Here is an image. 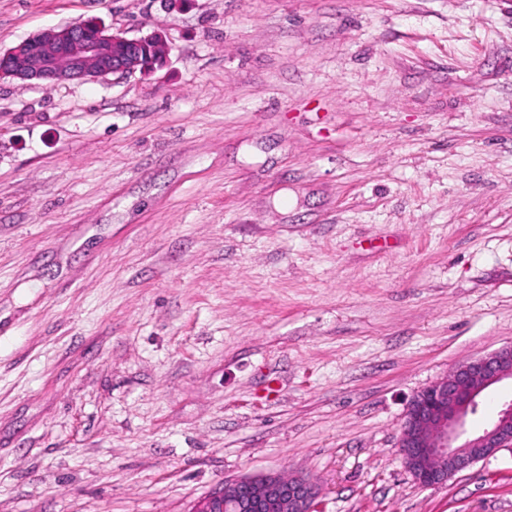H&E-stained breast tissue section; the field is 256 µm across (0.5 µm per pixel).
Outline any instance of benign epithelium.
<instances>
[{"instance_id": "benign-epithelium-1", "label": "benign epithelium", "mask_w": 512, "mask_h": 512, "mask_svg": "<svg viewBox=\"0 0 512 512\" xmlns=\"http://www.w3.org/2000/svg\"><path fill=\"white\" fill-rule=\"evenodd\" d=\"M165 59L167 41L157 33L129 38L94 23L46 29L0 53V80L35 81L49 89L63 81L95 80L138 72L149 76L156 63L142 49ZM512 382V345L466 361L410 401L398 454L422 487L447 483L456 474L512 447V401L482 432L466 428L468 415L496 386ZM320 485L304 475L268 473L224 482L192 512H312Z\"/></svg>"}]
</instances>
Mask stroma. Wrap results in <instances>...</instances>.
Instances as JSON below:
<instances>
[{"instance_id":"stroma-1","label":"stroma","mask_w":512,"mask_h":512,"mask_svg":"<svg viewBox=\"0 0 512 512\" xmlns=\"http://www.w3.org/2000/svg\"><path fill=\"white\" fill-rule=\"evenodd\" d=\"M87 20L170 51L0 80V512H512V450L396 451L512 344V0H0V51ZM507 381L512 385V345L463 362L412 398L397 451L418 485H445L456 474L512 447L511 400L482 432L471 434L466 428L479 400ZM320 490L304 475H247L224 482L192 512H312Z\"/></svg>"}]
</instances>
